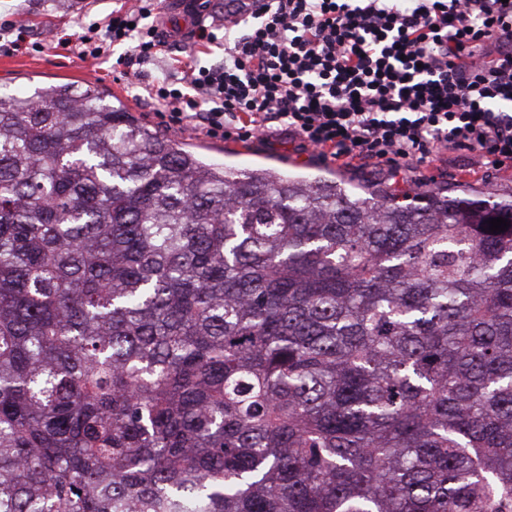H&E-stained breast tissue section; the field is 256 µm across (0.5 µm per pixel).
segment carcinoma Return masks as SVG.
I'll return each mask as SVG.
<instances>
[{"label":"carcinoma","mask_w":512,"mask_h":512,"mask_svg":"<svg viewBox=\"0 0 512 512\" xmlns=\"http://www.w3.org/2000/svg\"><path fill=\"white\" fill-rule=\"evenodd\" d=\"M0 512H512V196L1 97Z\"/></svg>","instance_id":"cac0c4a2"}]
</instances>
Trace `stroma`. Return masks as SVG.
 Segmentation results:
<instances>
[{"mask_svg":"<svg viewBox=\"0 0 512 512\" xmlns=\"http://www.w3.org/2000/svg\"><path fill=\"white\" fill-rule=\"evenodd\" d=\"M120 0H0V39L10 27L25 29L27 41L19 51L0 50V94L24 97L35 88L62 82L89 84L120 98L131 111L139 112L154 126L171 138L191 144L208 161L236 167L262 163L285 172L341 175L355 186L374 187L388 183L389 178L375 166L345 168L330 165L313 156H299L290 144L270 146L262 139L241 142L239 149H226L220 139L202 133L181 130L163 122L157 105L137 97L139 86L162 77L177 80L179 68L168 62H157L140 67L136 74L121 77L113 70L116 59L126 53L123 45L111 47L106 58L83 60L78 55L76 38L85 27L108 16L118 8ZM71 35L68 46L52 43L53 33ZM431 187H458L476 189L490 196L512 193V169L483 171L472 164L470 153L464 151L441 153L433 166L419 174ZM415 173H406L399 186L413 190Z\"/></svg>","mask_w":512,"mask_h":512,"instance_id":"35a3bbf8","label":"stroma"}]
</instances>
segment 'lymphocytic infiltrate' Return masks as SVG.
<instances>
[{
    "instance_id": "f902f5d3",
    "label": "lymphocytic infiltrate",
    "mask_w": 512,
    "mask_h": 512,
    "mask_svg": "<svg viewBox=\"0 0 512 512\" xmlns=\"http://www.w3.org/2000/svg\"><path fill=\"white\" fill-rule=\"evenodd\" d=\"M151 0L93 23L82 43L121 65L169 52ZM144 94L171 124L263 137L280 123L297 150L341 165L413 172L440 149L512 166V0H266L223 58L185 66Z\"/></svg>"
}]
</instances>
